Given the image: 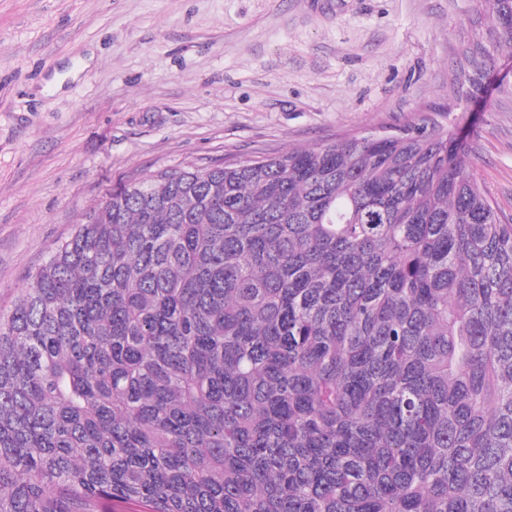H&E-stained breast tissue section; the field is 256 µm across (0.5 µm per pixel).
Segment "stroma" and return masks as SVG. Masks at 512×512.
Returning <instances> with one entry per match:
<instances>
[{
	"label": "stroma",
	"instance_id": "1",
	"mask_svg": "<svg viewBox=\"0 0 512 512\" xmlns=\"http://www.w3.org/2000/svg\"><path fill=\"white\" fill-rule=\"evenodd\" d=\"M475 0H0V311L118 181L459 124L512 222V54L448 96Z\"/></svg>",
	"mask_w": 512,
	"mask_h": 512
}]
</instances>
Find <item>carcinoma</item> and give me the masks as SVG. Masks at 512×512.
Returning <instances> with one entry per match:
<instances>
[{
  "mask_svg": "<svg viewBox=\"0 0 512 512\" xmlns=\"http://www.w3.org/2000/svg\"><path fill=\"white\" fill-rule=\"evenodd\" d=\"M448 96L512 49L479 0ZM457 126L114 186L0 312V512H512V224Z\"/></svg>",
  "mask_w": 512,
  "mask_h": 512,
  "instance_id": "1",
  "label": "carcinoma"
}]
</instances>
